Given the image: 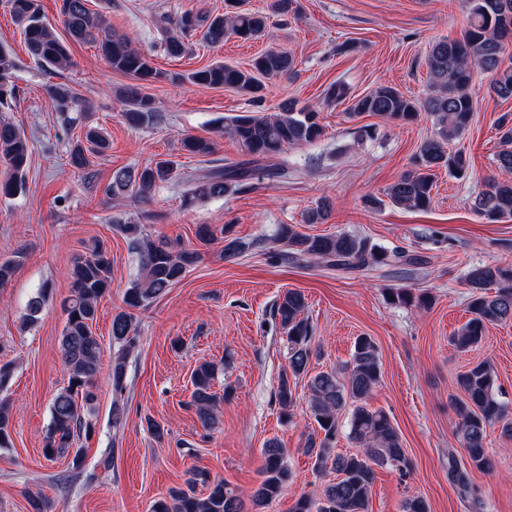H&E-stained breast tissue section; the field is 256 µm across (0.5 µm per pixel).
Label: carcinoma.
Here are the masks:
<instances>
[{
	"label": "carcinoma",
	"mask_w": 512,
	"mask_h": 512,
	"mask_svg": "<svg viewBox=\"0 0 512 512\" xmlns=\"http://www.w3.org/2000/svg\"><path fill=\"white\" fill-rule=\"evenodd\" d=\"M88 0H61L60 15L64 28L74 41L95 44L112 70L138 80H187L207 88L230 87L262 102L261 83L255 74L269 77L294 71L292 56L267 51L253 59L251 69L242 70L222 63H212L188 75L166 74L152 65L151 56L132 46L126 35L112 32L106 19L90 12ZM12 17L22 27L28 55L52 73L65 70L69 64L66 45L54 34L41 16L38 0H7ZM267 25L263 13L240 10L217 15L205 27L202 39L212 45L224 43L227 36L244 41L261 36ZM202 27L198 17L184 13L175 23L176 32L165 39V51L180 57L192 49V39ZM512 0H469L464 32L459 39L439 40L432 44L427 56L428 91L422 98L406 97L392 86L379 85L366 95L357 97L350 106L353 116L369 114L391 122L410 123L420 113L433 118L436 137L422 142L412 169L403 173L385 192L398 206L423 210L433 199L437 172L446 171L454 177L464 176L470 167L469 157L451 144L468 130L474 99L469 91L475 70L491 76L490 89L499 99H512ZM16 68L12 54L0 47V106L8 107L17 99L19 89L13 81ZM47 92L55 111L66 116L77 111L76 94L61 84H50ZM125 119L133 126L155 121V102L132 89L126 98ZM502 149L496 155L504 179L493 178L485 191L472 203L473 211L490 223L512 219V115L505 113L498 120ZM224 133L237 140L253 160L271 158L290 146L310 144L322 137L324 126L320 112L295 101L283 111L237 115L224 121ZM182 148L192 155L208 156L214 152L209 140L188 136ZM109 142L95 126L85 125L83 136L71 145L68 164L86 183L94 182L96 172L91 157L104 154ZM32 154L24 131L8 122H0V161L7 166V175L0 179V198L23 193ZM249 170L244 163L227 164L200 175L178 172L170 159L152 160L142 167H122L112 172V182L105 193L112 196L131 194L142 198L161 183L177 181L183 186L182 204L191 207L200 201L221 198L246 180ZM330 204L322 202L307 211L305 223L322 224L329 216ZM119 230L141 257L142 273L124 292L126 309L112 318V342L117 345L108 373L112 387V426L121 428L126 419L122 394L126 388L127 358L137 347L133 310L144 308L162 296L168 288L184 277L200 258V252L189 246L152 239L143 234L142 225L126 223ZM279 241L285 250L270 258L282 261H309L342 270H367L385 265L409 262L402 250L388 251L370 244L362 237L339 232L326 235H305L291 224L281 225ZM253 243L242 239L225 240L227 257L249 252ZM70 294L62 301L65 323L59 343L62 359L69 369L67 385L60 388L51 403V422L44 437V456L52 460L72 451V469L84 463V452L73 447L75 437H89L95 423L88 418L96 399L95 381L100 374L102 343L93 331L98 303L112 288V260L103 245H94L87 255L78 258L69 271ZM470 288L471 318L457 331L453 342L459 349H469L482 342L490 325L512 320V264L472 266L465 274ZM386 299L425 309L430 304L427 294H415L409 288H390ZM306 303L301 292L288 290L275 303L274 317L286 333L288 368L283 370L275 391L280 416L288 421L296 404V380L309 376L308 411L318 426L319 434H309L304 452L315 458L320 474L336 473L316 498L301 495L291 512H368L369 498L375 479V468L391 467L408 472L406 457L398 431L389 415L374 409L368 398L379 383L380 360L376 343L368 336L358 337L350 360L338 370L309 375L312 356L313 327L305 315ZM215 367L209 362L198 365L191 376V405L201 424L213 428L217 423L218 396L213 391ZM497 376L486 361L473 365L456 379L463 396L454 399L459 419L457 432L467 453L468 464L479 470L492 468L486 448V429L500 425L503 435L512 439V418L498 398ZM348 413V437L359 444L362 453L336 452L338 421ZM12 414L10 402L0 399V448L11 445ZM260 480L246 494L231 487L223 479L205 481L207 491L198 496L193 488L172 489L154 501L151 512H245L251 506L259 512L278 499L288 486L291 471L288 450L271 438L261 449ZM448 475L462 489H467L468 472L454 459L448 460Z\"/></svg>",
	"instance_id": "cac0c4a2"
}]
</instances>
